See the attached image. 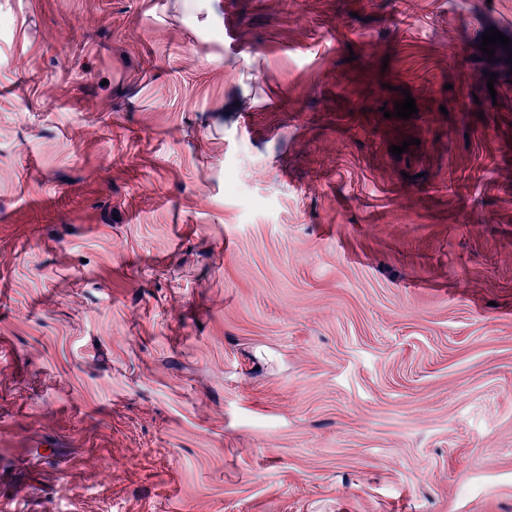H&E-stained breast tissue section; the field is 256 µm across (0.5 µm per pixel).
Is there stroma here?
<instances>
[{
  "label": "stroma",
  "mask_w": 512,
  "mask_h": 512,
  "mask_svg": "<svg viewBox=\"0 0 512 512\" xmlns=\"http://www.w3.org/2000/svg\"><path fill=\"white\" fill-rule=\"evenodd\" d=\"M492 28L512 0H0V512H512Z\"/></svg>",
  "instance_id": "stroma-1"
}]
</instances>
